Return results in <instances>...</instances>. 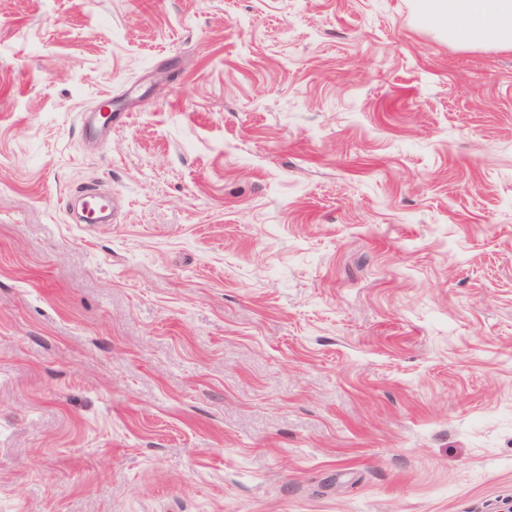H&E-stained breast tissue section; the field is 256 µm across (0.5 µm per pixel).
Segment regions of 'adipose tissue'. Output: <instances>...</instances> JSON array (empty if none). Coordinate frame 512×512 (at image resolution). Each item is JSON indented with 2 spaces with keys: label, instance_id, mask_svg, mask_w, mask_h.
I'll return each mask as SVG.
<instances>
[{
  "label": "adipose tissue",
  "instance_id": "1",
  "mask_svg": "<svg viewBox=\"0 0 512 512\" xmlns=\"http://www.w3.org/2000/svg\"><path fill=\"white\" fill-rule=\"evenodd\" d=\"M417 24L460 50H512V0H413Z\"/></svg>",
  "mask_w": 512,
  "mask_h": 512
}]
</instances>
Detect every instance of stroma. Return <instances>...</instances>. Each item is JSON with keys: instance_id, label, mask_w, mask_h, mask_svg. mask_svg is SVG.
<instances>
[{"instance_id": "1", "label": "stroma", "mask_w": 512, "mask_h": 512, "mask_svg": "<svg viewBox=\"0 0 512 512\" xmlns=\"http://www.w3.org/2000/svg\"><path fill=\"white\" fill-rule=\"evenodd\" d=\"M411 4L0 0V512H512V51Z\"/></svg>"}]
</instances>
